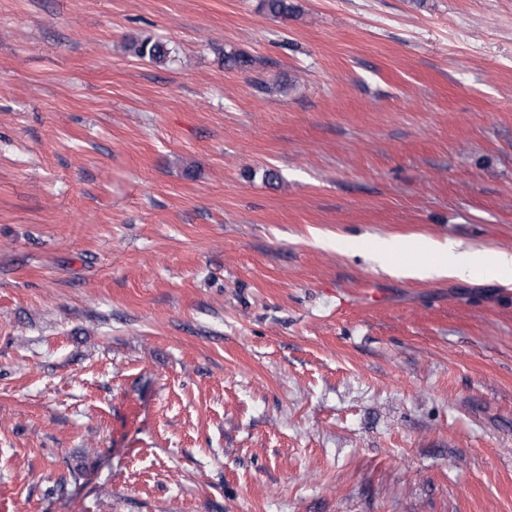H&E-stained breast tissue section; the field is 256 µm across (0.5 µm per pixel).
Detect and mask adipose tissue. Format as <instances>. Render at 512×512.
Instances as JSON below:
<instances>
[{
	"label": "adipose tissue",
	"mask_w": 512,
	"mask_h": 512,
	"mask_svg": "<svg viewBox=\"0 0 512 512\" xmlns=\"http://www.w3.org/2000/svg\"><path fill=\"white\" fill-rule=\"evenodd\" d=\"M414 248L419 255L412 261L404 255V242L399 238L378 241L373 253L380 266L388 273L414 279L452 277L462 281L476 279L486 272L501 282L512 281V252L459 251L451 243L430 238L416 240Z\"/></svg>",
	"instance_id": "1"
}]
</instances>
